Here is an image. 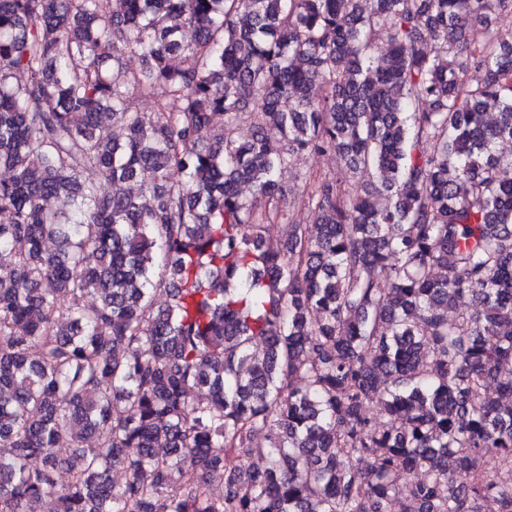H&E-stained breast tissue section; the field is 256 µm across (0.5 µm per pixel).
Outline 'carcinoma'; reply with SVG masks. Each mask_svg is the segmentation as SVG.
I'll use <instances>...</instances> for the list:
<instances>
[{
	"label": "carcinoma",
	"instance_id": "cac0c4a2",
	"mask_svg": "<svg viewBox=\"0 0 512 512\" xmlns=\"http://www.w3.org/2000/svg\"><path fill=\"white\" fill-rule=\"evenodd\" d=\"M507 10L0 0V512H512ZM312 152L343 168L273 245Z\"/></svg>",
	"mask_w": 512,
	"mask_h": 512
}]
</instances>
